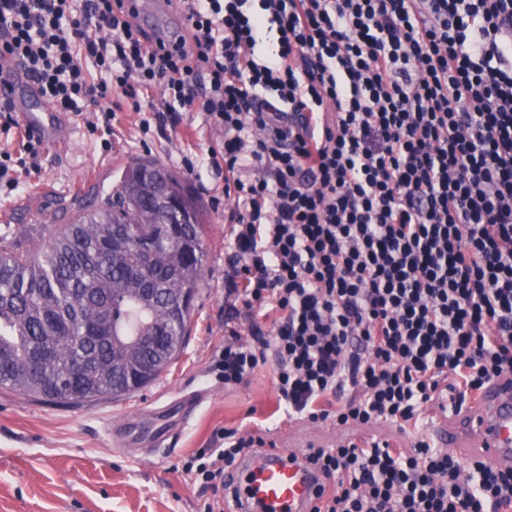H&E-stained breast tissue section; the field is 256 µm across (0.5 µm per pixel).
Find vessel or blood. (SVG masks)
I'll return each instance as SVG.
<instances>
[{"label": "vessel or blood", "instance_id": "obj_1", "mask_svg": "<svg viewBox=\"0 0 512 512\" xmlns=\"http://www.w3.org/2000/svg\"><path fill=\"white\" fill-rule=\"evenodd\" d=\"M15 89V104L24 126L49 143L64 138V113L45 105L36 84L24 72H17ZM204 400L201 393L185 396L171 411L185 424ZM448 445L463 447L490 469H512V377L497 381L472 398L460 427L449 430ZM224 481L238 493L233 512H312L327 487L322 472L305 453L275 448L246 454L239 468L227 473Z\"/></svg>", "mask_w": 512, "mask_h": 512}]
</instances>
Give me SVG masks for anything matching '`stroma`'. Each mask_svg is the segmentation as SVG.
<instances>
[{"mask_svg":"<svg viewBox=\"0 0 512 512\" xmlns=\"http://www.w3.org/2000/svg\"><path fill=\"white\" fill-rule=\"evenodd\" d=\"M92 118L89 112L68 114V137L45 145L41 174L23 180L18 191L0 200V228L8 227L16 248L34 252L51 227L71 223L82 208L110 191L130 162L150 158L181 175L202 207V286L183 353L170 371L138 393L68 407L0 389V512H200L202 491L178 466L207 447L213 431L224 426L260 429L267 441L288 451L332 448L359 438L410 447L408 432L388 421L341 426L288 418L277 410L268 368L238 387L214 379L209 367L224 346L229 315L224 303L230 256L224 173L206 168L194 177L184 161L216 145L220 133L195 109L183 110L178 131L163 137L142 132L138 115L124 110L112 123L111 146L105 147L88 132ZM194 392L207 398L168 446L158 449L135 439L123 447L109 438L108 428L122 417L153 425L155 408Z\"/></svg>","mask_w":512,"mask_h":512,"instance_id":"1","label":"stroma"}]
</instances>
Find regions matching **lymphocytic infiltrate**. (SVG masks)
Instances as JSON below:
<instances>
[{
    "label": "lymphocytic infiltrate",
    "mask_w": 512,
    "mask_h": 512,
    "mask_svg": "<svg viewBox=\"0 0 512 512\" xmlns=\"http://www.w3.org/2000/svg\"><path fill=\"white\" fill-rule=\"evenodd\" d=\"M176 3L171 52L132 0H0V185L42 156L11 64L57 111L94 108L103 137L116 96L146 132L205 112L224 134L198 163L224 172L225 296L250 332L229 328L212 374L241 385L269 363L289 416L413 436L310 449L330 486L314 512H512V471L421 425L512 376V0ZM213 442L182 464L202 512H224L226 468L266 445L227 427Z\"/></svg>",
    "instance_id": "f902f5d3"
}]
</instances>
